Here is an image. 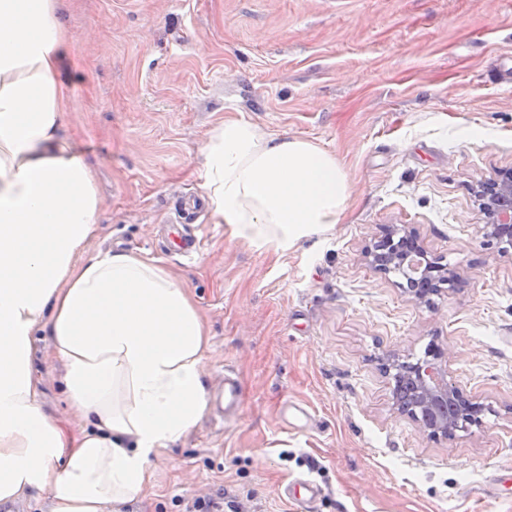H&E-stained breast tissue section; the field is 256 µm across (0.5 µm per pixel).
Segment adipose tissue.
<instances>
[{
	"label": "adipose tissue",
	"mask_w": 512,
	"mask_h": 512,
	"mask_svg": "<svg viewBox=\"0 0 512 512\" xmlns=\"http://www.w3.org/2000/svg\"><path fill=\"white\" fill-rule=\"evenodd\" d=\"M64 0H0V503L40 492L49 512H115L141 500L159 451L209 408V335L183 284L127 252H86L101 209L92 165L62 133L72 86ZM201 184L212 223L285 253L341 220L351 186L334 154L213 127ZM45 332L80 430L39 400Z\"/></svg>",
	"instance_id": "adipose-tissue-1"
}]
</instances>
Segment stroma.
<instances>
[{
	"label": "stroma",
	"instance_id": "stroma-1",
	"mask_svg": "<svg viewBox=\"0 0 512 512\" xmlns=\"http://www.w3.org/2000/svg\"><path fill=\"white\" fill-rule=\"evenodd\" d=\"M72 103L64 134L97 173L92 254L154 259L206 323L205 416L154 459L127 512H187L224 490L234 512H512V257L486 236L474 190L512 168V0H65ZM228 119L333 153L351 184L341 224L285 254L232 240L200 210L199 253L161 241L177 197H196L206 134ZM413 229L454 274L413 300L364 252ZM444 348L450 382L488 409L430 437L401 414L385 362ZM42 402L80 427L46 337ZM288 406L307 417L286 422Z\"/></svg>",
	"mask_w": 512,
	"mask_h": 512
}]
</instances>
